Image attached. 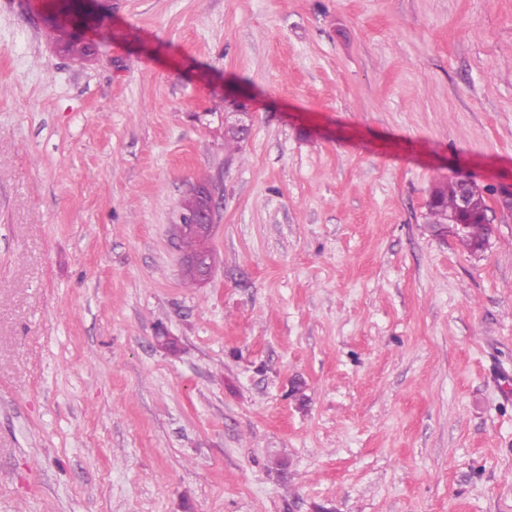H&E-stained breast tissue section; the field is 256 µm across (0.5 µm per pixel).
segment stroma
Segmentation results:
<instances>
[{
	"label": "stroma",
	"instance_id": "1",
	"mask_svg": "<svg viewBox=\"0 0 512 512\" xmlns=\"http://www.w3.org/2000/svg\"><path fill=\"white\" fill-rule=\"evenodd\" d=\"M45 3L0 0V512H512V216L425 222L512 188V0H100L82 59ZM454 180L456 182L448 180L434 187L431 196L435 202L427 205L426 213L427 224H432L438 230L448 224V234L451 235H457L464 229L468 217L476 210L475 200L482 191L480 186L466 176H457ZM457 183L461 186L460 195ZM456 206L457 213L448 221V214L455 211ZM206 196L203 204L190 211H183L180 219V224H191L203 232H208L213 227L216 216V202L211 189L204 192ZM491 211L490 207L486 208L483 213L485 222L481 219L473 218L469 221L467 229L464 233L458 236L460 243L467 249L476 251L482 245L487 244L493 233V228L489 225L490 219L487 212Z\"/></svg>",
	"mask_w": 512,
	"mask_h": 512
}]
</instances>
